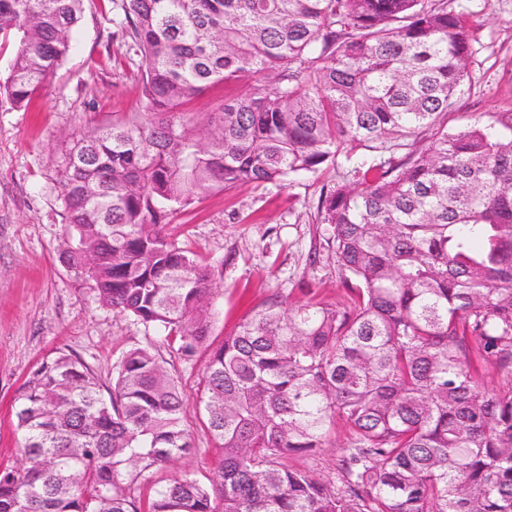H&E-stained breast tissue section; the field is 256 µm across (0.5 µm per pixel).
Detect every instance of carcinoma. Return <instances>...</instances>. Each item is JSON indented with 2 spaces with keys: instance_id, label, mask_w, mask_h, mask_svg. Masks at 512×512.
<instances>
[{
  "instance_id": "carcinoma-1",
  "label": "carcinoma",
  "mask_w": 512,
  "mask_h": 512,
  "mask_svg": "<svg viewBox=\"0 0 512 512\" xmlns=\"http://www.w3.org/2000/svg\"><path fill=\"white\" fill-rule=\"evenodd\" d=\"M146 117L77 138L56 171L64 242L99 301L179 338L209 335L212 280L165 232L207 193L345 167L320 193L347 298L274 300L209 354L215 487L134 485L193 448L152 341L109 398L64 351L19 389L22 463L0 512H512V114L448 131L472 36L448 0H124ZM83 0H0L15 46L0 95L26 107L72 49ZM255 84L205 123L186 106ZM429 133L418 152L410 139ZM400 158H395L397 152ZM503 379L484 387L471 354ZM350 442L337 477L284 461Z\"/></svg>"
}]
</instances>
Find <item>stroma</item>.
I'll use <instances>...</instances> for the list:
<instances>
[{
  "label": "stroma",
  "instance_id": "stroma-1",
  "mask_svg": "<svg viewBox=\"0 0 512 512\" xmlns=\"http://www.w3.org/2000/svg\"><path fill=\"white\" fill-rule=\"evenodd\" d=\"M121 4L85 0L73 52L28 109L0 97V467L19 457L15 397L36 363L60 349L71 352L107 389L122 353L145 340L143 325L103 306L93 282L69 265L61 238L65 214L52 182L76 136L143 109L142 58L119 25ZM448 5L466 13L475 50L471 84L448 114L449 129L512 113V0ZM343 181V169L329 167L280 186L239 184L173 215L168 237L207 266L217 292L206 344L188 360L163 352L179 379L182 425L194 446L138 480L141 500L184 474L213 483L222 450L203 426L197 397L211 346L272 297L290 304L342 301L343 276L318 200L322 189ZM348 441L347 427L337 424L324 448L288 464L334 476Z\"/></svg>",
  "mask_w": 512,
  "mask_h": 512
}]
</instances>
